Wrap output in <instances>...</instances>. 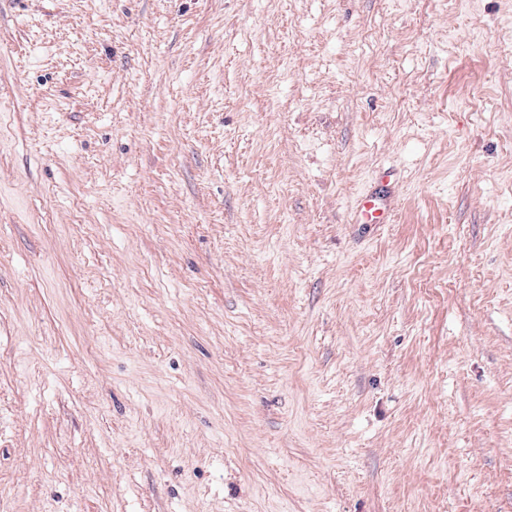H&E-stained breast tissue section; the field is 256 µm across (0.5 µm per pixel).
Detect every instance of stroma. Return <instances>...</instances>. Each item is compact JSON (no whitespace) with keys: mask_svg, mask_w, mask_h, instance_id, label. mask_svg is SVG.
<instances>
[{"mask_svg":"<svg viewBox=\"0 0 512 512\" xmlns=\"http://www.w3.org/2000/svg\"><path fill=\"white\" fill-rule=\"evenodd\" d=\"M0 512H512V0H0ZM397 193L391 172L379 174L358 198L351 223L389 224L396 214Z\"/></svg>","mask_w":512,"mask_h":512,"instance_id":"1","label":"stroma"}]
</instances>
